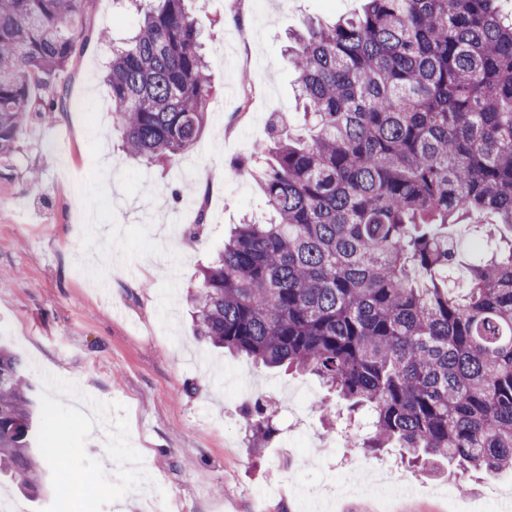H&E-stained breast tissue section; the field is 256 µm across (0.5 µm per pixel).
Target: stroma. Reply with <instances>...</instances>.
Here are the masks:
<instances>
[{"label": "stroma", "mask_w": 512, "mask_h": 512, "mask_svg": "<svg viewBox=\"0 0 512 512\" xmlns=\"http://www.w3.org/2000/svg\"><path fill=\"white\" fill-rule=\"evenodd\" d=\"M363 0H187L220 112L176 165L123 156L103 74L101 31L129 36L139 16L117 0H88L76 52L55 82L82 110L30 113L19 150L0 160V335L25 359L43 440L72 462L100 512H143L151 495L168 512H301L322 498L318 471L367 458L360 482L381 477L411 494L337 498L332 512H481L484 484L512 494V470L487 480L437 478L406 468L396 449L372 455L358 416L343 434L317 407L339 408L309 375H290L211 348L193 334L189 296L199 271L243 217L265 210L249 176L273 113L297 106L288 32L360 11ZM206 205L204 238L182 250L183 229ZM305 394L304 418L286 397ZM271 405L276 438L248 446L249 398Z\"/></svg>", "instance_id": "stroma-1"}]
</instances>
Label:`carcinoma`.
<instances>
[{
    "label": "carcinoma",
    "mask_w": 512,
    "mask_h": 512,
    "mask_svg": "<svg viewBox=\"0 0 512 512\" xmlns=\"http://www.w3.org/2000/svg\"><path fill=\"white\" fill-rule=\"evenodd\" d=\"M87 0H0V158L31 111L61 110L52 82L81 36ZM137 30L112 42L105 77L126 153L173 165L202 135L214 87L184 0H131ZM302 141L270 118L250 170L272 218L237 224L192 295L195 335L231 355L316 376L362 447L466 476L512 462V18L500 0H367L286 45ZM38 83L41 96L30 92ZM491 213L505 246L466 267L448 227ZM32 384L0 344V474L39 492ZM276 434L267 400L244 412Z\"/></svg>",
    "instance_id": "cac0c4a2"
}]
</instances>
